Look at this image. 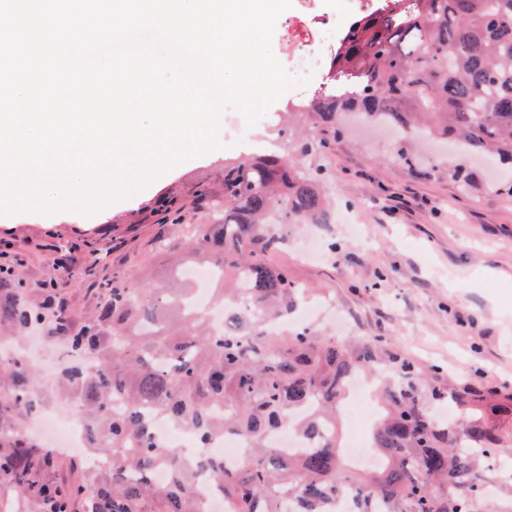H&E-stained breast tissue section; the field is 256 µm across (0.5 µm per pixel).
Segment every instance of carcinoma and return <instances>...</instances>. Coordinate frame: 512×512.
<instances>
[{
  "label": "carcinoma",
  "mask_w": 512,
  "mask_h": 512,
  "mask_svg": "<svg viewBox=\"0 0 512 512\" xmlns=\"http://www.w3.org/2000/svg\"><path fill=\"white\" fill-rule=\"evenodd\" d=\"M382 119L401 133L392 160L416 164L408 144L422 129L487 156L507 176L512 192V0H384L373 14L353 21L329 66V83L309 101L288 106L289 122L308 123L320 141L298 143L296 154L253 153L224 161V199L197 195L208 223L181 245L177 262L211 265L224 274L216 300L231 302L237 283L251 288L253 308L230 312L224 334L202 316L187 318L176 302L189 289L112 274L99 305L73 334L56 302L35 307L21 283L0 278V332L17 340L31 324L53 322L69 352L60 380L76 387L93 412L91 444L112 457V467L78 480L56 476L57 452L0 422V495H23L34 512H204L195 476L208 477L230 512H281L275 493L288 492L293 512H332L341 497L352 512H494L485 495L483 462L493 448L481 418L448 430L429 413L444 392L411 362L377 344L352 345L306 329L272 334L267 325L291 315L301 301L288 270L270 254L282 244L275 215L286 221L324 220L319 167L308 160L316 145L342 133L348 114ZM171 200L156 209L160 224L181 219ZM358 369L379 380L385 407L371 447L384 455L377 470L359 473L343 461L336 421L345 380ZM0 370L11 390L5 408L33 413V370L19 355ZM224 407V416L212 409ZM156 411L194 430L201 451L194 459L154 442L143 413ZM287 425L319 446L285 453L269 435ZM238 432L253 442L250 458L235 468L207 452L219 433ZM164 468L170 480L153 473Z\"/></svg>",
  "instance_id": "obj_1"
}]
</instances>
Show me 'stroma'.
<instances>
[{"label": "stroma", "instance_id": "stroma-1", "mask_svg": "<svg viewBox=\"0 0 512 512\" xmlns=\"http://www.w3.org/2000/svg\"><path fill=\"white\" fill-rule=\"evenodd\" d=\"M381 3L292 0L276 21V58L287 67L293 55L318 54L322 63L255 125L241 113H224L219 149L90 215H0V238L22 249L29 301L39 304L40 282L55 279L71 329L80 328L97 307L83 276L95 253L106 256L113 270L152 283L165 279L161 252L186 224L155 223L158 202L179 199L187 205V224L199 223L200 187L221 197L225 160L284 141L288 103L327 83L334 49L322 46L321 23L341 29ZM392 145V138L355 132L330 145L324 152L326 189L333 209L349 212L351 223L286 225V244L270 261L287 267L307 299L345 311L347 327L325 315L316 331L340 340L382 341L428 380L452 381L466 408L483 412L496 446L486 463L492 497L499 512H512V193L465 189L444 177L413 173L392 160ZM45 358L48 370L34 378L42 406L78 401L77 390L59 381L55 349L47 348Z\"/></svg>", "mask_w": 512, "mask_h": 512}]
</instances>
